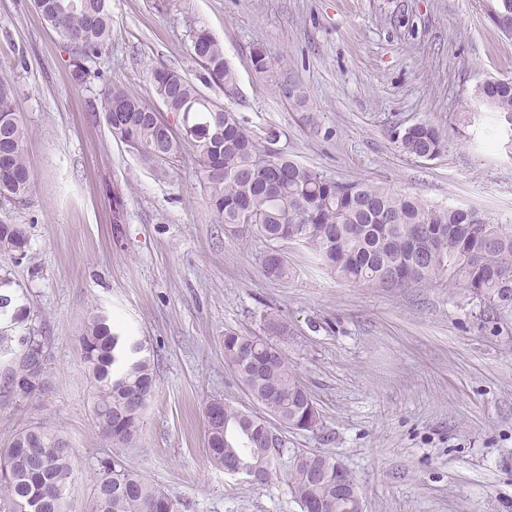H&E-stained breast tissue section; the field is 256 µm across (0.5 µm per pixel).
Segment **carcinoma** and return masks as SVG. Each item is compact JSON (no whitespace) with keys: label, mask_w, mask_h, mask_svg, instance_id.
Segmentation results:
<instances>
[{"label":"carcinoma","mask_w":512,"mask_h":512,"mask_svg":"<svg viewBox=\"0 0 512 512\" xmlns=\"http://www.w3.org/2000/svg\"><path fill=\"white\" fill-rule=\"evenodd\" d=\"M43 21L71 48L73 79L92 77L87 63L101 55L111 38L107 0H33ZM490 19L512 23V0H494ZM194 79L173 69L151 72L156 98L179 113L185 135L162 133L150 104L114 87L105 100L104 119L112 137L146 163L169 161L184 143L195 152L209 203L231 232L253 231L278 244L302 245L339 279L380 288L429 285L443 277L461 285L502 320L512 318V227L471 209L439 207L418 196L366 183L337 181L322 171L269 153V129L257 138L236 113L206 99L202 86H236L224 46L199 28L191 38ZM253 70H272L268 52L251 53ZM477 96L492 112L498 138L512 148V81L490 80ZM28 129L13 105L9 83L0 79V198L25 204L34 175L25 156ZM415 160L441 154L443 135L419 122L396 137ZM28 248L22 224L0 223V257L20 259ZM270 278L288 276L287 258L262 259ZM82 356L93 387L92 414L112 457L102 462L93 488L92 512H177V503L145 475L125 463L143 426L156 389L155 362L143 341L112 331L109 318L93 315L80 336ZM0 399L42 391L51 374L50 340L30 333L0 331ZM224 363L264 414L244 411L226 400L203 408L210 464L226 472H257L265 481L277 475L285 441L268 418L287 429L312 431L320 422L315 402L288 365L283 350L260 336L224 334ZM75 457L67 440L48 420L17 432L0 448V512H68L67 486ZM360 495L355 477L335 459L301 453L288 466V491L301 512H350L351 502L336 495V483Z\"/></svg>","instance_id":"1"}]
</instances>
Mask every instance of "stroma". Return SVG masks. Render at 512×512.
I'll return each mask as SVG.
<instances>
[{"label":"stroma","mask_w":512,"mask_h":512,"mask_svg":"<svg viewBox=\"0 0 512 512\" xmlns=\"http://www.w3.org/2000/svg\"><path fill=\"white\" fill-rule=\"evenodd\" d=\"M489 0H110L101 78L76 84L67 44L32 0H0V79L29 136L28 204L0 199V220L24 225L28 256L0 258V292L51 340L47 388L0 405V447L47 419L76 455L68 498L91 512L112 454L92 414L79 337L93 314L146 340L156 392L126 462L179 512H301L284 480L262 486L212 467L202 407L226 399L257 411L224 363V335L269 336L321 415L286 431L282 463L317 451L357 479L364 512H512V323L447 280L412 288L341 281L285 243L290 277H267V241L225 231L192 148L144 163L112 138L102 114L118 86L147 103L150 72L193 76L191 35L206 28L237 75L233 94H205L255 135L342 182L369 183L437 206L472 208L512 225V151L486 134L476 92L512 79V36ZM303 88L291 106L258 76L254 47ZM427 122L444 136L432 161L407 157L395 131ZM267 335V334H266Z\"/></svg>","instance_id":"obj_1"}]
</instances>
